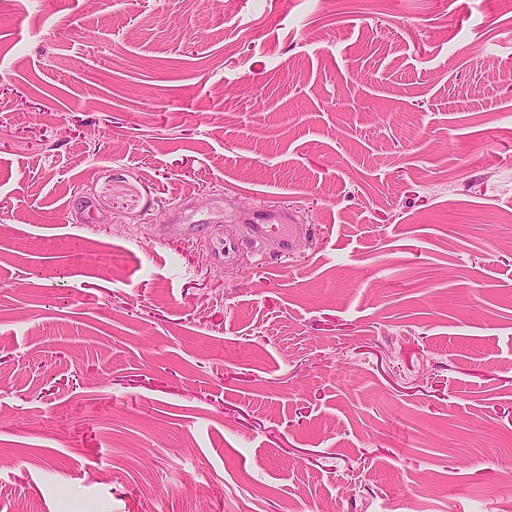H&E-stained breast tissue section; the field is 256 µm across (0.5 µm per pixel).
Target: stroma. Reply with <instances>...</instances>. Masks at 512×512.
<instances>
[{"instance_id": "35a3bbf8", "label": "stroma", "mask_w": 512, "mask_h": 512, "mask_svg": "<svg viewBox=\"0 0 512 512\" xmlns=\"http://www.w3.org/2000/svg\"><path fill=\"white\" fill-rule=\"evenodd\" d=\"M511 70L512 0H0V512H512ZM292 215L282 211H270L263 207L253 211L252 224H248L250 238L255 241H262L269 236L276 235L284 243L287 252L291 246V240L295 227L292 224Z\"/></svg>"}]
</instances>
